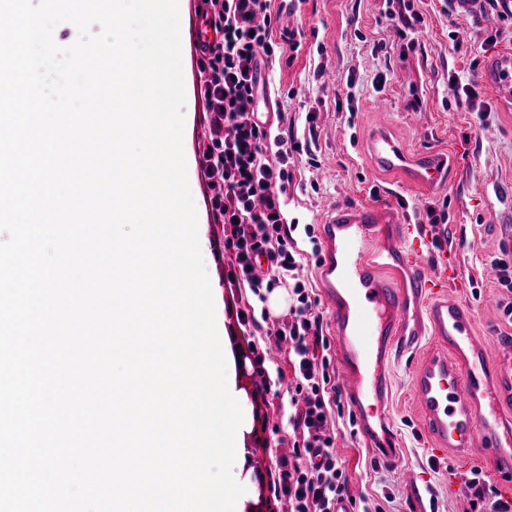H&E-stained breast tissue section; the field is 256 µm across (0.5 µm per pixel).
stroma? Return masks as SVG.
Segmentation results:
<instances>
[{"mask_svg": "<svg viewBox=\"0 0 512 512\" xmlns=\"http://www.w3.org/2000/svg\"><path fill=\"white\" fill-rule=\"evenodd\" d=\"M410 3L416 19L403 41L391 20L402 8L400 0H302L290 26L300 33L302 47L296 54L284 51L269 66L270 96L259 110L274 132L293 136L304 146L289 167L293 179L286 207L300 226L294 237L309 263L307 285L315 283L311 265L316 257L303 225L318 224L337 204L393 201L414 231L431 241L443 239L435 254L455 269L448 285L473 308L475 331L492 349L512 338V316L502 313L512 293L486 275L512 236V106L498 102L479 83L477 71L487 51L512 40V25L493 27L452 15L448 0ZM201 6V0H179L184 85L193 106L185 115L183 146L200 247L216 289L217 327L230 343L238 401L247 419L241 443L245 501L272 512L275 497L267 468L280 444L271 428L287 424L293 376L286 371L277 395L255 403L256 380L245 373L243 355L248 343L263 346L267 336L262 329L243 332L237 324V309L254 296L248 285L232 288L224 280L231 258L198 164L208 125L194 42ZM468 84L483 102L484 113L459 106ZM309 114L314 117L310 123L305 120ZM379 127L406 151L446 153L452 165L448 182L432 193H418L404 187L402 173L377 168L366 142ZM430 205L445 206V223H429ZM472 239L477 249L466 248ZM422 357L419 351L409 353L393 366L389 412L402 444L404 468L378 465L377 454L362 437L351 434L344 417L335 421L333 452L346 463L351 495L367 496L370 506H381L382 512H471L472 473L482 471L491 488L499 483L483 458L462 465L451 455L431 457V441L410 400L411 373Z\"/></svg>", "mask_w": 512, "mask_h": 512, "instance_id": "obj_1", "label": "stroma"}]
</instances>
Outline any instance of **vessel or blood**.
<instances>
[{"label":"vessel or blood","mask_w":512,"mask_h":512,"mask_svg":"<svg viewBox=\"0 0 512 512\" xmlns=\"http://www.w3.org/2000/svg\"><path fill=\"white\" fill-rule=\"evenodd\" d=\"M479 80L512 101V44L490 52ZM369 149L385 169H403L407 186L433 187L448 168L437 151L404 152L382 133ZM403 214L384 202L340 204L317 226L316 281L336 342L340 389L357 432L393 468L403 465L388 411L391 368L433 337L439 349L412 377L411 399L436 442L431 454L455 449L460 462L482 457L504 495H512V342L495 354L473 334V310L447 289L430 262L425 237L402 230Z\"/></svg>","instance_id":"b4317fda"}]
</instances>
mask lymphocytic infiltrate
<instances>
[{
  "label": "lymphocytic infiltrate",
  "instance_id": "1",
  "mask_svg": "<svg viewBox=\"0 0 512 512\" xmlns=\"http://www.w3.org/2000/svg\"><path fill=\"white\" fill-rule=\"evenodd\" d=\"M201 15L215 37L197 45L198 81L209 114L206 141L198 163L211 192L212 214L229 226L224 248L233 259L230 285L247 284L256 298L239 309L243 327H261L271 320L267 295L285 288L292 299L287 314L274 319L276 343L288 347L294 387L288 426L292 451L276 457L274 494L288 512H332L349 499L344 464L333 455L329 431L338 388L329 373L330 343L323 321L314 312L301 273L295 225L286 223L282 200L293 175L288 163L302 145L274 134L258 116L261 59L273 56L277 43L298 50L294 33L275 32L277 21L269 0H202Z\"/></svg>",
  "mask_w": 512,
  "mask_h": 512
}]
</instances>
